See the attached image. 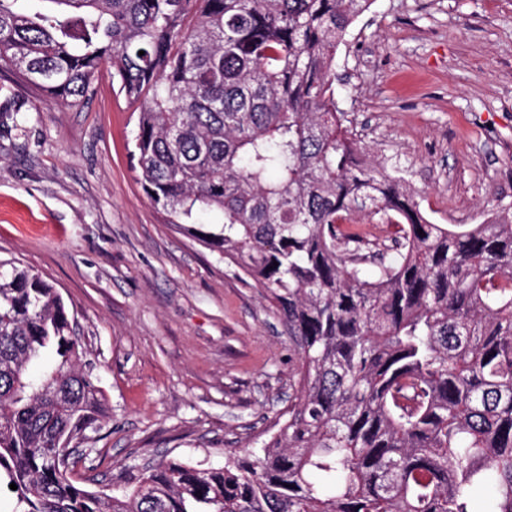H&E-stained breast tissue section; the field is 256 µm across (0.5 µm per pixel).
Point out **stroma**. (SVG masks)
Wrapping results in <instances>:
<instances>
[{
  "instance_id": "35a3bbf8",
  "label": "stroma",
  "mask_w": 512,
  "mask_h": 512,
  "mask_svg": "<svg viewBox=\"0 0 512 512\" xmlns=\"http://www.w3.org/2000/svg\"><path fill=\"white\" fill-rule=\"evenodd\" d=\"M111 70L76 104L0 70V259L75 316L106 414L73 475L109 494L163 456L259 451L297 362L273 304L144 192L139 111ZM336 102L429 222L512 216V0H373L337 50Z\"/></svg>"
}]
</instances>
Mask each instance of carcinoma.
Here are the masks:
<instances>
[{"mask_svg": "<svg viewBox=\"0 0 512 512\" xmlns=\"http://www.w3.org/2000/svg\"><path fill=\"white\" fill-rule=\"evenodd\" d=\"M371 2L0 0V68L46 101L112 62L142 102L145 193L266 292L298 354L260 453L91 491L69 459L104 413L97 379L58 290L1 259L0 492L23 512H512V218L427 222L344 126L336 52ZM355 216L397 225L391 259Z\"/></svg>", "mask_w": 512, "mask_h": 512, "instance_id": "1", "label": "carcinoma"}]
</instances>
